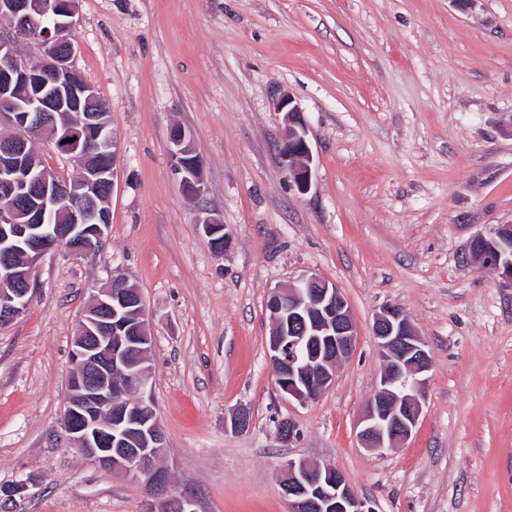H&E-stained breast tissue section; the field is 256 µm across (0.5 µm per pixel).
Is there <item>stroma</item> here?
Wrapping results in <instances>:
<instances>
[{
  "label": "stroma",
  "mask_w": 512,
  "mask_h": 512,
  "mask_svg": "<svg viewBox=\"0 0 512 512\" xmlns=\"http://www.w3.org/2000/svg\"><path fill=\"white\" fill-rule=\"evenodd\" d=\"M76 43L118 180L102 245L42 257L25 311L0 327V486H26L7 512L145 508L141 484L61 428L76 326L116 276L146 301L161 462L196 512H290L291 459L343 472L370 512H512V288L462 260L477 232L512 224V0H79ZM284 93L314 157L304 194L279 155ZM177 126L203 162L198 198L174 173ZM208 215L233 234L224 255ZM302 273L340 288L358 327L306 404L266 356L268 295ZM389 305L432 366L415 433L374 452L357 432ZM239 409L248 429L226 430ZM203 234L208 238L212 250L218 254H225L232 244V233L217 218L206 217L200 222ZM224 230V237H217Z\"/></svg>",
  "instance_id": "1"
}]
</instances>
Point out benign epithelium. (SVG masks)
Instances as JSON below:
<instances>
[{"mask_svg":"<svg viewBox=\"0 0 512 512\" xmlns=\"http://www.w3.org/2000/svg\"><path fill=\"white\" fill-rule=\"evenodd\" d=\"M77 0H0V16L12 29L0 33V326L25 310L31 272L37 261L58 247L71 254L93 250L110 224L100 208L102 191H114L118 145L109 112L81 108L98 100L72 64ZM24 37L42 50L32 66L15 49ZM284 114L279 152L288 179L304 194L312 184L313 153L299 105L288 93L274 103ZM99 133L94 153L80 148L89 129ZM48 141L57 153L79 165L75 178L59 176L38 159L33 144ZM174 171L188 196L204 193L202 163L186 133L170 135ZM58 223H53V216ZM212 250L225 254L232 233L217 218L201 221ZM512 224H493L474 235L468 254L496 270L512 286ZM272 321L267 357L276 384L301 403L332 386L338 365L353 354L357 327L347 298L336 285L303 273L272 289L267 300ZM381 360L379 388L358 424L364 448H394L415 432L423 414V395L431 357L426 342L395 306L377 313L372 323ZM151 336L144 297L125 277L98 289L81 316L73 340V370L61 425L74 448L98 467L120 471L142 482L159 508L145 512H195L193 500L172 490L159 465L164 435L151 399L148 354ZM282 491L291 512H366L339 470L306 460H290L283 469Z\"/></svg>","mask_w":512,"mask_h":512,"instance_id":"1","label":"benign epithelium"}]
</instances>
